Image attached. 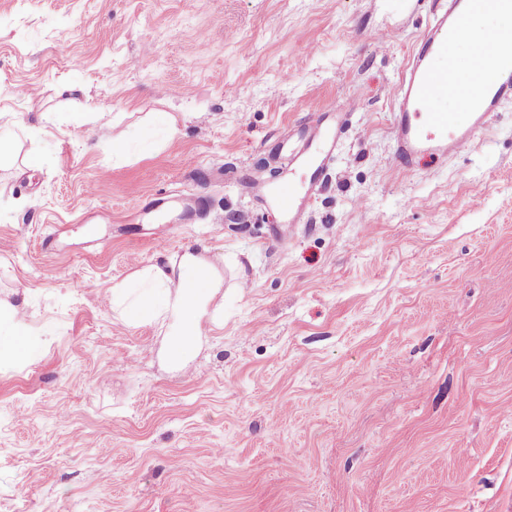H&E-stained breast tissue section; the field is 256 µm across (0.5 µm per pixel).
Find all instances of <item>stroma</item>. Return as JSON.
<instances>
[{
    "label": "stroma",
    "instance_id": "35a3bbf8",
    "mask_svg": "<svg viewBox=\"0 0 512 512\" xmlns=\"http://www.w3.org/2000/svg\"><path fill=\"white\" fill-rule=\"evenodd\" d=\"M430 8L0 0V301L43 341L0 371V512H512V102L395 160ZM333 102L277 239L248 189ZM188 249L224 311L173 367L112 288ZM341 106L333 102L325 112H315L309 119L305 130L308 136L300 135V147H294L295 139L291 136L283 141L288 147L287 171L280 182L274 186L267 185L258 189L262 198H271L282 214L283 220L278 229L288 227V235L302 224V215L313 199V194L320 181L325 177L336 153L340 131L343 125Z\"/></svg>",
    "mask_w": 512,
    "mask_h": 512
}]
</instances>
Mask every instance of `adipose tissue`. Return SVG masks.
I'll list each match as a JSON object with an SVG mask.
<instances>
[{"mask_svg":"<svg viewBox=\"0 0 512 512\" xmlns=\"http://www.w3.org/2000/svg\"><path fill=\"white\" fill-rule=\"evenodd\" d=\"M220 292L212 268L197 253H184L168 267L153 266L116 284L112 306L125 320L160 323V352L171 365L185 362L204 342L202 320ZM39 342L29 336L17 307L0 305V366L32 355Z\"/></svg>","mask_w":512,"mask_h":512,"instance_id":"obj_1","label":"adipose tissue"}]
</instances>
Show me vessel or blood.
<instances>
[{
  "label": "vessel or blood",
  "instance_id": "obj_1",
  "mask_svg": "<svg viewBox=\"0 0 512 512\" xmlns=\"http://www.w3.org/2000/svg\"><path fill=\"white\" fill-rule=\"evenodd\" d=\"M473 0H448L436 13L404 72L393 118L395 155L411 165L426 155L451 156L467 148L476 131L489 126L501 107L512 101V28L498 34L493 52L478 50L466 69L439 68L451 47L472 38L467 26ZM465 94L463 113L439 108L449 91ZM343 125L342 110L329 104L326 111L309 119L301 142L286 138L287 171L273 187L262 186L258 194L271 198L282 214V224L295 228L325 177L336 152Z\"/></svg>",
  "mask_w": 512,
  "mask_h": 512
}]
</instances>
